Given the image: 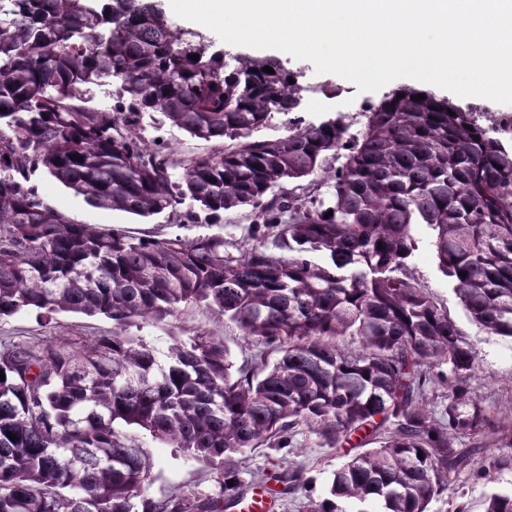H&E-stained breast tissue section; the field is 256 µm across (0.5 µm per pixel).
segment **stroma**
<instances>
[{
	"label": "stroma",
	"instance_id": "stroma-1",
	"mask_svg": "<svg viewBox=\"0 0 512 512\" xmlns=\"http://www.w3.org/2000/svg\"><path fill=\"white\" fill-rule=\"evenodd\" d=\"M281 61L288 69L301 72V85L315 86L321 90H336L341 95L342 113L347 115L354 128H361L363 118L360 106L379 102L377 92H358L356 85L332 73H317L314 65L298 60L289 54H281ZM141 132L150 139L168 144L180 156L198 152H218L223 142H204L191 137L185 131L161 122L159 117L147 116L141 122ZM30 187L42 196L52 208L65 213L75 223L88 224L99 229L118 228L134 237L182 234L220 235L225 239H236L243 234L250 222L247 209L225 212L220 221L209 220L198 214L196 223L177 226L169 223L166 215L148 217L132 215L122 211L101 209L87 204L83 197L65 188L44 171L32 173ZM416 237L419 248L409 262L416 279L428 289L437 302L455 320L458 328L473 345L478 354V364L467 377L468 385L483 397L491 412L501 413L512 408V340L496 336L470 318L455 295L448 279L438 270L429 248L430 231L418 226ZM182 336L188 337L200 331L221 336L236 360L254 354V343L239 336L237 329L225 321L223 315L204 307L182 309L175 321ZM112 333L110 320L82 313H63L51 324H43L33 312H23L0 320V340L15 338L60 339L71 342L90 336H108ZM138 439L154 461L152 479L147 488L151 498H162L170 494H209L215 489L211 467L185 457L173 448L154 441L149 435L139 434ZM344 461L335 449L321 445L317 436L308 429H299L290 447H260L243 454L238 459V470L244 479L267 478L275 471L286 468L300 469L303 474L302 487L281 498L278 512H300L299 506L307 498L326 497L332 473ZM489 487L467 474L451 476L447 494L434 499L430 512H453L456 503L467 504L469 512H482L483 501Z\"/></svg>",
	"mask_w": 512,
	"mask_h": 512
}]
</instances>
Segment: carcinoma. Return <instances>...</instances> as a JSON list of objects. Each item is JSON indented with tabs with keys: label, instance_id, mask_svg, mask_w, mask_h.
Listing matches in <instances>:
<instances>
[{
	"label": "carcinoma",
	"instance_id": "cac0c4a2",
	"mask_svg": "<svg viewBox=\"0 0 512 512\" xmlns=\"http://www.w3.org/2000/svg\"><path fill=\"white\" fill-rule=\"evenodd\" d=\"M298 80L150 0H0V319L114 323L78 348L0 341V512H224L244 498L237 456L286 448L302 425L359 449L302 512H428L451 474L493 484L512 468L484 446L512 448V410L490 416L465 383L475 351L409 269L424 224L471 318L512 340V148L411 87L369 105L357 133L338 114L254 137L301 111ZM110 82L112 109L86 106ZM155 113L224 150L175 156L140 132ZM40 169L96 208L192 224L189 198L214 220L249 207L251 223L232 242L99 230L25 186ZM201 305L275 360L239 364L205 331L170 332L162 359L129 333ZM441 363L455 381L437 419L424 394ZM129 427L212 466L218 490L147 497L153 461ZM484 512H512V490Z\"/></svg>",
	"mask_w": 512,
	"mask_h": 512
}]
</instances>
